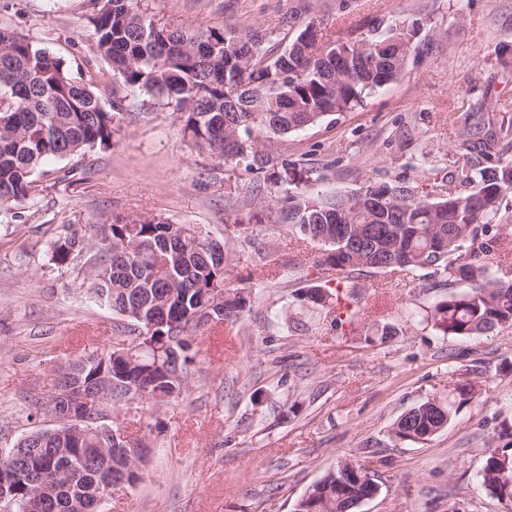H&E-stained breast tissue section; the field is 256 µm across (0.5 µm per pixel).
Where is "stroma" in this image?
Masks as SVG:
<instances>
[{"label":"stroma","mask_w":512,"mask_h":512,"mask_svg":"<svg viewBox=\"0 0 512 512\" xmlns=\"http://www.w3.org/2000/svg\"><path fill=\"white\" fill-rule=\"evenodd\" d=\"M142 0L161 22L196 30L231 25L267 34L271 55L298 23L317 20L325 37L373 18H419L428 53L401 78L348 112L275 140L276 183L197 151L171 108L112 78L96 83L105 103L131 112L106 148L47 160L31 201L0 211V448L35 428L57 367L128 340L126 322L82 291L83 259L50 264L47 246L69 229L112 217L159 215L227 239L235 254L229 288L253 286L241 320L201 325L188 391L162 406L120 410L118 424L146 444L142 478L100 512H292L305 490L344 459L379 485L356 512H506L481 492L489 448L512 450V328L472 337L442 335L424 320L447 296L422 272L363 275L351 299L355 330L303 304L300 288L339 280L306 270L322 245L298 242L256 192L350 193L367 182L418 187L453 173L460 132L498 130L512 117V0ZM95 0H0L7 22L66 60L75 78L106 70L88 23ZM400 333L375 339L378 325ZM475 379L480 395L422 443H396L389 430L404 411L447 397Z\"/></svg>","instance_id":"obj_1"}]
</instances>
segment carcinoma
I'll return each mask as SVG.
<instances>
[{
  "label": "carcinoma",
  "instance_id": "cac0c4a2",
  "mask_svg": "<svg viewBox=\"0 0 512 512\" xmlns=\"http://www.w3.org/2000/svg\"><path fill=\"white\" fill-rule=\"evenodd\" d=\"M91 19L96 48L112 75L173 106L193 147L226 164L258 175L270 162V145L259 135L286 138L334 112L354 108L363 98L395 82L410 56L425 51L418 39L424 23L374 18L350 31L353 43L323 35L308 37L310 25L297 31L288 49L271 57L266 34L257 28L209 27L187 32L159 25L140 0H97ZM126 119L121 103L106 108L94 86L71 76L65 59L39 46L12 26L0 24V211L24 203L36 174L48 158H67L94 147L107 148ZM455 179L466 191L448 187L419 193L408 183H367L363 195L294 192L279 203V221L300 239L326 246L313 266H329L348 275L424 271L428 288L448 289V299L424 317L445 336H478L512 328V283L496 278L493 261L502 260L501 240L512 233V157L486 150L482 160L466 156ZM94 236L72 232L51 241L49 261L66 266L92 253L97 268L83 270L82 283L94 302L124 317L138 341L125 356L108 349L86 354L87 366L74 359L60 367L53 387L80 375L88 388L101 371L112 376L103 392L114 407L134 382L150 384L148 400L162 405L189 387L194 362L192 316L210 305L209 290L224 289L226 320L250 309L251 292L224 288V269L209 249L226 242L185 235V225L160 216L116 217L92 225ZM300 300L328 306L338 326L354 327L359 311L346 285L304 288ZM215 317V320L222 319ZM478 390L459 379L445 400L427 399L392 423L399 443L429 440L443 430ZM82 447L88 453L70 460L67 489L46 512H71L69 499L85 495L96 475L120 474L124 448L141 440L120 436L114 424L90 413ZM32 431L5 454L36 457L57 467L51 449L59 447L55 430ZM512 462L505 448L485 450L479 484L487 495L512 501ZM12 512H25L32 486L18 471L13 478ZM376 484L358 464L327 472L296 502L294 512H343L347 504L370 495Z\"/></svg>",
  "mask_w": 512,
  "mask_h": 512
}]
</instances>
